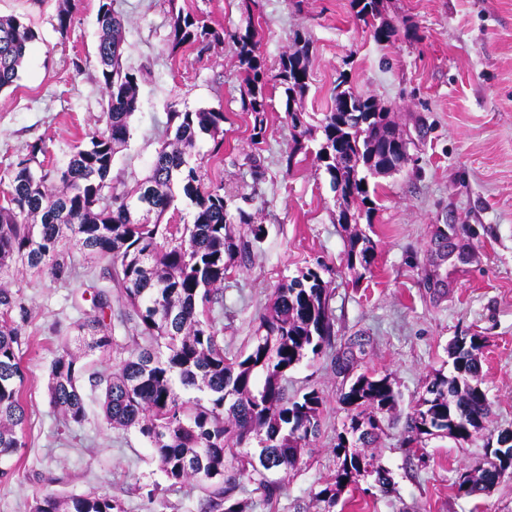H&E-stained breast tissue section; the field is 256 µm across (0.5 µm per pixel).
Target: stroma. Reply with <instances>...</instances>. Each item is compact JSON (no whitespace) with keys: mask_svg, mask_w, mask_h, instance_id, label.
Masks as SVG:
<instances>
[{"mask_svg":"<svg viewBox=\"0 0 512 512\" xmlns=\"http://www.w3.org/2000/svg\"><path fill=\"white\" fill-rule=\"evenodd\" d=\"M99 0H81L67 34L57 30L63 0H0V17L16 16L38 34L9 90L0 93V177L40 142L62 163L72 146L88 140L106 103L99 81ZM126 27L125 66L139 71L140 108L112 176L143 177L165 135L170 109H213L224 114V158L211 159L209 139L198 143L205 184L254 191L255 223L267 234L249 260L224 281V311L216 322L224 350L246 351L260 315L278 284L323 263L335 323L331 347L288 373L289 394L317 389L323 399L321 431L312 455L287 475L275 508L264 506L248 479L237 498L248 512H322L315 500L336 468L333 448L346 413L339 395L345 375L336 368L343 350L354 352V373L388 377L400 398L375 451L393 476L383 495L372 478L342 493L336 512H512V477L479 497L458 495L459 475L484 459L483 439L428 441L423 453L407 448V421L427 378L450 374L448 346L455 337H483V384L491 404L488 429L512 430V0H383L397 28L414 26L418 39L377 44L355 19L350 0H257L261 52L269 70L294 50L303 31L313 51L309 88L294 109L321 119L331 109L336 84L347 79L391 112L407 137L400 171L376 177L371 236L377 255L370 271L355 277L344 264L348 233L339 224L343 200L314 157L299 159L293 173L278 165L292 145L285 123L286 95L272 89L262 155L266 178L253 184L245 157L252 150L251 116L240 102L238 62L230 44L200 52L172 49L170 18L179 11L215 29L245 26L241 0H117ZM452 249L435 254L439 231ZM71 274L55 279L21 265L0 270V284L17 291L22 323L24 448L12 476L0 479V512H30L44 494L96 489L122 500L127 512H148L142 489L159 488L163 512H200L206 494L189 481L169 486L150 448L133 432L109 428L100 394L87 391V413L63 426L49 404V364L75 326L94 315V284L105 285L103 263L71 250Z\"/></svg>","mask_w":512,"mask_h":512,"instance_id":"stroma-1","label":"stroma"}]
</instances>
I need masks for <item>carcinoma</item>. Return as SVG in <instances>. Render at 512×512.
Listing matches in <instances>:
<instances>
[{"label":"carcinoma","instance_id":"obj_1","mask_svg":"<svg viewBox=\"0 0 512 512\" xmlns=\"http://www.w3.org/2000/svg\"><path fill=\"white\" fill-rule=\"evenodd\" d=\"M115 0H99L98 45L100 82L106 107L98 129L87 144L72 147L62 168L47 160V149L36 142L7 172L9 190L0 204V269L19 262L57 279L71 268L67 244L107 261L110 280L119 288L123 315L134 323L136 337L119 357L115 373L89 376L101 388V408L111 427L131 429L148 443L153 457L172 486L187 480L209 492L208 512H245L234 493L238 479L257 484L271 504L280 495L282 471L303 463L309 442L320 427L323 399L316 389L288 396V371L307 355L317 356L330 345L334 320L330 295L320 272L302 270L282 281L270 305L259 317L247 351L229 357L215 319L214 304L224 301L228 270L247 256L265 228L235 205L237 196L224 186H204L193 162L197 139L213 141L211 154L224 151V113L211 109H177L168 113L167 129L174 137L156 152L149 174L128 185L112 180L116 155L127 146L130 122L139 110L136 74L123 68L125 20ZM356 19L370 27L378 42L398 31L382 18L381 0H351ZM36 32L18 18L0 19V93L19 78ZM229 41L238 59L242 110L252 117V141L267 135L269 81L284 86L287 98L308 89L311 42L294 36L299 48L282 55L278 73L267 75L260 52L262 36L252 22L222 33L190 15L171 18V44L202 45ZM293 149L281 157L285 172L296 155L318 141L315 159L329 177L331 188L355 212L342 211L343 224L371 218L375 202L369 178L402 168L406 142L396 132L389 112L376 100L348 87L336 92L333 108L314 125L305 112L286 108ZM254 183L265 178L260 153L247 157ZM183 194L194 208L190 224H164V214ZM376 243L362 233L349 238L348 270L368 271ZM24 310L21 298L0 287V477L12 474L10 461L25 446L18 437L27 414L23 402L25 375L21 367L22 326L13 313ZM98 317L77 324L80 349L111 355L112 335L101 332ZM145 343H139V339ZM483 338L459 336L448 357L452 373L439 374L425 386L407 424V442L419 445L436 431L468 442L486 439L482 464L456 482L461 496L489 491L512 475V431L487 432L489 402L482 388L480 351ZM86 366L70 345L50 363L49 403L68 426L85 417L81 378ZM398 393L388 377L361 373L339 397L346 411L336 436L334 474L314 493L333 512L338 495L373 473L380 491H391L390 472L368 451L382 422L396 405ZM32 512H126L124 503L91 491L59 496L46 493Z\"/></svg>","mask_w":512,"mask_h":512}]
</instances>
